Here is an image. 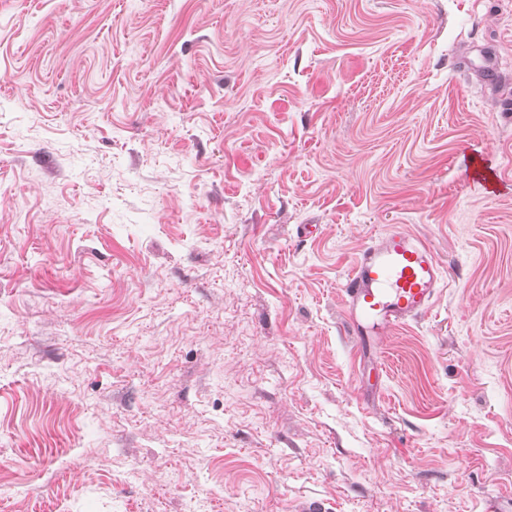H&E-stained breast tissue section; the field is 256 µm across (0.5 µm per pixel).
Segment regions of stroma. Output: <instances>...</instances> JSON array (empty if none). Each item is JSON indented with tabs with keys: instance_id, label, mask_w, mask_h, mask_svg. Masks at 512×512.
Returning <instances> with one entry per match:
<instances>
[{
	"instance_id": "35a3bbf8",
	"label": "stroma",
	"mask_w": 512,
	"mask_h": 512,
	"mask_svg": "<svg viewBox=\"0 0 512 512\" xmlns=\"http://www.w3.org/2000/svg\"><path fill=\"white\" fill-rule=\"evenodd\" d=\"M0 512H512V0H0ZM442 281L436 252L392 228L363 246L341 284L344 310L359 347L433 307Z\"/></svg>"
}]
</instances>
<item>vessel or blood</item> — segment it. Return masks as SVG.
<instances>
[{"instance_id": "1", "label": "vessel or blood", "mask_w": 512, "mask_h": 512, "mask_svg": "<svg viewBox=\"0 0 512 512\" xmlns=\"http://www.w3.org/2000/svg\"><path fill=\"white\" fill-rule=\"evenodd\" d=\"M442 281L436 252L393 228L363 246L342 284L344 310L358 344L426 315Z\"/></svg>"}]
</instances>
